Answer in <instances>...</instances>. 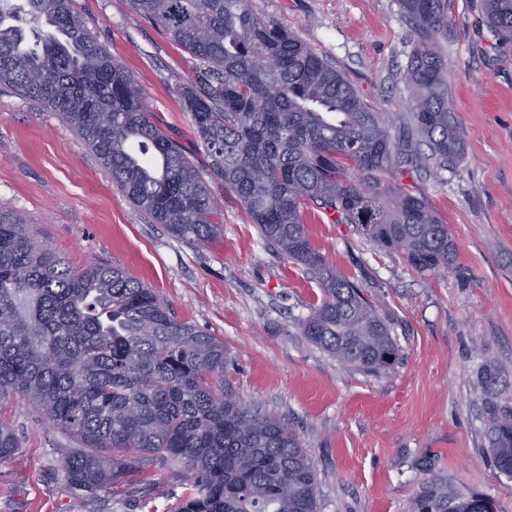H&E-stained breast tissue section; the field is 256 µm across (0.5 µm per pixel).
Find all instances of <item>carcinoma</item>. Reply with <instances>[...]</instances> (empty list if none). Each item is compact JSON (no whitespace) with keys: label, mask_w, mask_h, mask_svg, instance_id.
Here are the masks:
<instances>
[{"label":"carcinoma","mask_w":512,"mask_h":512,"mask_svg":"<svg viewBox=\"0 0 512 512\" xmlns=\"http://www.w3.org/2000/svg\"><path fill=\"white\" fill-rule=\"evenodd\" d=\"M411 25V124L393 142L344 76L251 0H132L198 62L178 89L209 159L203 174L152 120L144 92L99 45L71 0H0V87L59 113L119 190L155 224L197 244L222 230L205 177L224 182L275 251L312 274L323 299L302 334L366 373L398 360L389 326L312 244L310 210L354 224L417 271L454 263L448 225L401 189L402 168L456 163L463 129L435 50L448 0H397ZM512 39V0H482ZM20 213L0 212V400L21 394L45 421L90 444L63 461L69 484L97 493L132 460L177 459L189 488L176 512H317V473L296 431L224 386V342L175 319L157 292L115 265L71 269L37 245ZM499 469L512 475V420L491 422ZM18 444L0 420V462ZM409 512H493L429 482Z\"/></svg>","instance_id":"carcinoma-1"}]
</instances>
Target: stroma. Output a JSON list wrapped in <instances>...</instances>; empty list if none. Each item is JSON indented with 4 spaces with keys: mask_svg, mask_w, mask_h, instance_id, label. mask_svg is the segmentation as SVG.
Wrapping results in <instances>:
<instances>
[{
    "mask_svg": "<svg viewBox=\"0 0 512 512\" xmlns=\"http://www.w3.org/2000/svg\"><path fill=\"white\" fill-rule=\"evenodd\" d=\"M329 61L393 139L410 124L413 34L397 0H252ZM80 21L136 80L165 133L198 164L207 156L178 94L197 64L131 0H72ZM436 49L465 136L453 165L403 172L455 244L451 269L422 274L399 254L309 211L327 263L375 302L399 351L377 375L344 365L301 333L323 298L303 267L261 237L243 208L223 204V228L197 244L152 223L113 184L55 112L0 89V209L73 268L106 262L156 290L178 320L223 340L224 383L293 427L317 472V512H409L427 481L512 512V475L496 465L489 416H512V41L481 0H448ZM492 368L495 383L485 386ZM18 449L0 463V512H171L187 488L183 463L134 464L116 493L78 494L64 459L82 447L46 424L27 397L0 401Z\"/></svg>",
    "mask_w": 512,
    "mask_h": 512,
    "instance_id": "stroma-1",
    "label": "stroma"
}]
</instances>
